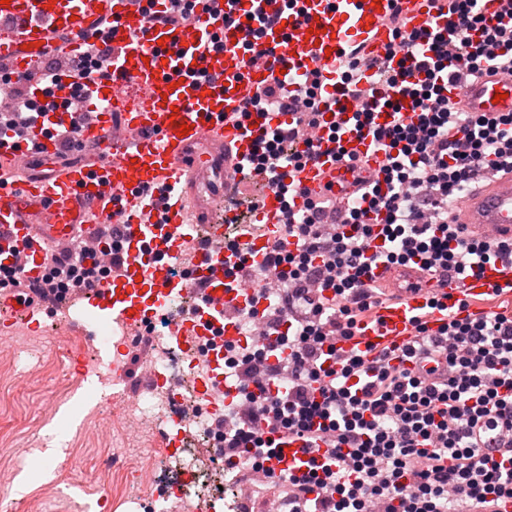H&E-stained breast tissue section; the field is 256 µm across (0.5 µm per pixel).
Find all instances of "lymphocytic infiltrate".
<instances>
[{"mask_svg": "<svg viewBox=\"0 0 512 512\" xmlns=\"http://www.w3.org/2000/svg\"><path fill=\"white\" fill-rule=\"evenodd\" d=\"M447 2V36L414 66L391 75L357 49L339 64L345 93L371 101L376 85L396 87L421 110L418 123L374 130L388 156L381 179L359 180L345 209L326 199L286 211L282 240L262 265L249 264L238 239L226 243L239 275L276 283L264 309L240 318L260 327L262 341L224 346V366L240 388L224 408V462L253 469L279 440H302L306 470L269 479L287 490L280 512H493L498 499L512 498V314H451L435 331L415 318L397 356L334 345L383 304L376 264L412 262L429 276L465 278L490 262L512 263V243L469 237L449 207L473 184L512 173V112L462 111L440 85L481 74L485 62L512 74V25H488L475 0ZM117 27L111 15L98 18V45L84 55L50 39L36 70L17 80L18 108L0 111V133L21 139L34 119L109 79L104 62ZM77 69L84 83L70 82ZM368 69L372 87L361 83ZM36 86L39 101L29 95ZM293 140L265 133L257 169L301 170L309 155L293 151ZM371 212L383 214L382 223H367ZM45 270L53 288H89L106 277L66 247H49Z\"/></svg>", "mask_w": 512, "mask_h": 512, "instance_id": "obj_1", "label": "lymphocytic infiltrate"}]
</instances>
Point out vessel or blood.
I'll list each match as a JSON object with an SVG mask.
<instances>
[{
    "instance_id": "vessel-or-blood-1",
    "label": "vessel or blood",
    "mask_w": 512,
    "mask_h": 512,
    "mask_svg": "<svg viewBox=\"0 0 512 512\" xmlns=\"http://www.w3.org/2000/svg\"><path fill=\"white\" fill-rule=\"evenodd\" d=\"M445 0H203L185 23L157 27L147 37L137 31L144 7L172 8L173 0H0V64L25 74L38 60L52 35L62 36L68 51L91 50L93 22L100 12L112 14L120 27L113 38L112 78L89 88L94 114L80 120L75 112L38 117L26 133L27 145L0 148V172L25 164L36 151L49 166L44 174L0 187V263L10 265L23 255L25 280L40 276L45 247L79 234L93 235L102 224L118 228L122 265L118 275L91 288L87 318L79 329L94 326L97 315L128 322H150L166 316V301L179 288L193 289L201 302L191 319L174 327L173 341L220 332L225 342L242 334L239 311L265 308L258 283L235 280L233 262L205 253L197 257L193 277L172 279L185 242L198 226L186 222L183 199L192 195L197 212L204 197L242 179H262L251 164L257 142L267 130L293 125L292 112L245 116L249 100L280 80L289 95L306 82L320 79L318 125L313 130V157L296 175L280 169L274 185L261 196L255 220L259 236L248 238L249 263L262 264L281 237L285 206L301 209L307 198L332 191L347 200L357 176L376 178L387 162L373 137L358 134L361 101L338 98L342 81L339 59L362 47L387 67H397L394 34L386 19L401 10L407 31L447 32ZM263 10L279 23L259 36L223 26L224 15ZM450 103L471 112H512V76L499 73L445 90ZM78 125L82 139L99 141L108 161L53 165L58 140L53 128ZM359 170H351L348 159ZM298 180L301 192L286 200L282 187ZM458 218L475 236L512 240V173L504 174L465 196ZM373 278L392 285L394 298L364 320L347 351L387 348L400 351L409 340L415 317L424 315L438 328L442 311L477 312L481 296L512 288V264L485 265L466 279L432 278L416 266L377 265ZM439 301L433 309L431 301ZM308 458L304 443L291 440L272 459L275 473L297 472Z\"/></svg>"
}]
</instances>
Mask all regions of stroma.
I'll use <instances>...</instances> for the list:
<instances>
[{"label":"stroma","instance_id":"obj_1","mask_svg":"<svg viewBox=\"0 0 512 512\" xmlns=\"http://www.w3.org/2000/svg\"><path fill=\"white\" fill-rule=\"evenodd\" d=\"M30 364L40 377L26 376ZM30 364L0 354V470L15 480L13 512H153L136 498L132 470L99 468L122 426L116 407L97 400L105 384L83 378V351L50 346Z\"/></svg>","mask_w":512,"mask_h":512}]
</instances>
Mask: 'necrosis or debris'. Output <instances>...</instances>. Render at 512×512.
I'll use <instances>...</instances> for the list:
<instances>
[{"instance_id":"necrosis-or-debris-1","label":"necrosis or debris","mask_w":512,"mask_h":512,"mask_svg":"<svg viewBox=\"0 0 512 512\" xmlns=\"http://www.w3.org/2000/svg\"><path fill=\"white\" fill-rule=\"evenodd\" d=\"M49 324L36 331L17 327L12 331L10 346L13 350L29 352L51 340L59 350L70 349L74 344L71 321L80 314L82 296L67 290L50 289ZM195 304L189 290L170 296L165 319L148 324L132 325L104 321L97 328L88 345L85 367L88 373L106 369L108 379H115L122 371L123 356L148 348L144 362L153 381L141 394L125 400L122 392L112 395L119 404L124 422L132 424L138 436V448L132 457L138 489L155 493L156 512H211L212 499L203 490L205 468L217 460V448L224 443V427L215 420V411L224 404L223 388L201 392L199 382L210 378L215 371L214 358L224 350V340L219 336H190L185 345L171 342L172 328L183 321ZM116 347L117 355L109 364H102L98 353ZM173 425L182 440L200 441L208 448L207 457H200L188 448L159 460L151 451L152 442L166 425ZM166 463L177 473L179 495L158 490V465Z\"/></svg>"}]
</instances>
